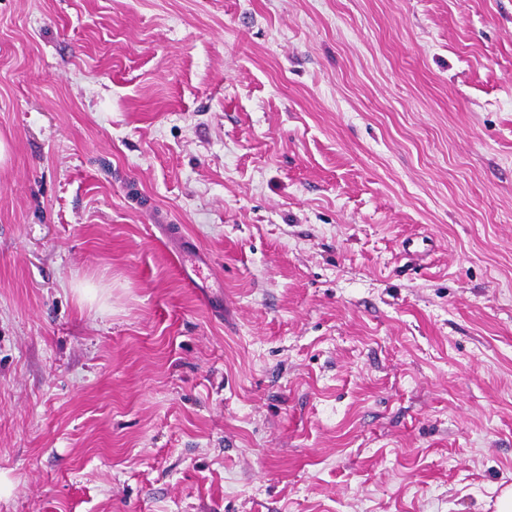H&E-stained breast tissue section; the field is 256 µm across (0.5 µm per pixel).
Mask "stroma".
Returning a JSON list of instances; mask_svg holds the SVG:
<instances>
[{"instance_id": "obj_1", "label": "stroma", "mask_w": 512, "mask_h": 512, "mask_svg": "<svg viewBox=\"0 0 512 512\" xmlns=\"http://www.w3.org/2000/svg\"><path fill=\"white\" fill-rule=\"evenodd\" d=\"M0 140V512H497L512 0H0Z\"/></svg>"}]
</instances>
